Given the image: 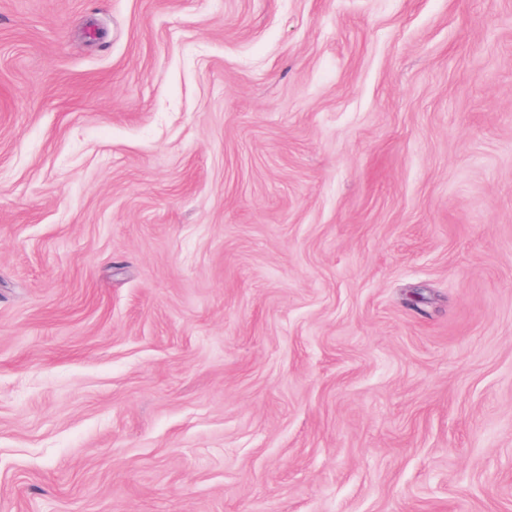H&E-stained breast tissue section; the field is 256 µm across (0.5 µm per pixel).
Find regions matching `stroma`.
I'll list each match as a JSON object with an SVG mask.
<instances>
[{
  "label": "stroma",
  "instance_id": "obj_1",
  "mask_svg": "<svg viewBox=\"0 0 512 512\" xmlns=\"http://www.w3.org/2000/svg\"><path fill=\"white\" fill-rule=\"evenodd\" d=\"M0 512H512V0H0Z\"/></svg>",
  "mask_w": 512,
  "mask_h": 512
}]
</instances>
